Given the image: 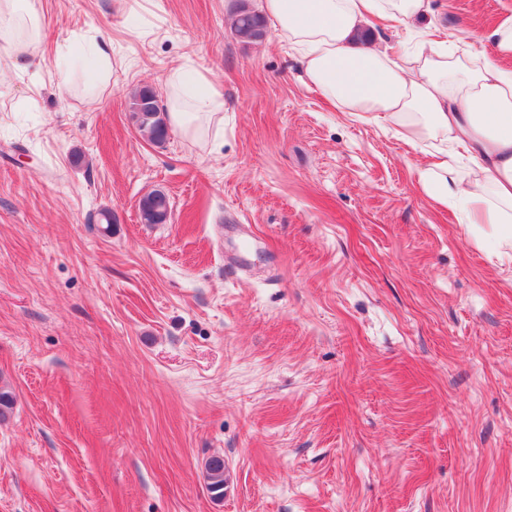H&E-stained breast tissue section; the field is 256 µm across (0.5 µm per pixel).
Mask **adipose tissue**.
Segmentation results:
<instances>
[{"label": "adipose tissue", "mask_w": 512, "mask_h": 512, "mask_svg": "<svg viewBox=\"0 0 512 512\" xmlns=\"http://www.w3.org/2000/svg\"><path fill=\"white\" fill-rule=\"evenodd\" d=\"M261 9L323 98L424 148L423 191L512 249V16L493 29L492 54L428 39L395 58L358 46L364 27L374 18L415 23L429 14L430 0H262ZM40 18L36 0H0V30L16 64L37 44ZM165 85L170 123L184 137L202 140L223 123L224 95L206 74L181 65Z\"/></svg>", "instance_id": "1"}]
</instances>
